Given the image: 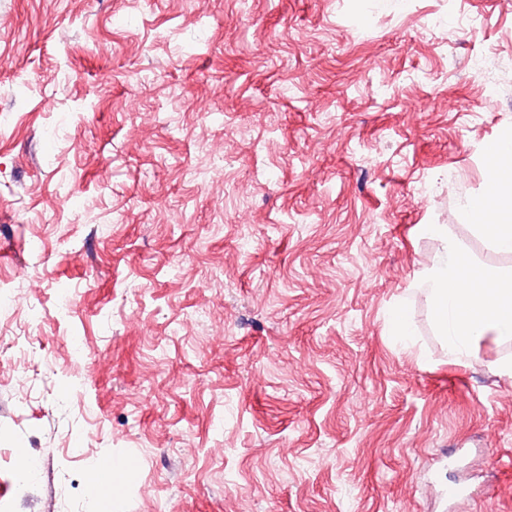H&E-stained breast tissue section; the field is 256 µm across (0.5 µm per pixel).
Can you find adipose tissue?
<instances>
[{
    "label": "adipose tissue",
    "mask_w": 512,
    "mask_h": 512,
    "mask_svg": "<svg viewBox=\"0 0 512 512\" xmlns=\"http://www.w3.org/2000/svg\"><path fill=\"white\" fill-rule=\"evenodd\" d=\"M490 155V177L501 183L502 193L493 205L474 201L470 212L488 247L512 255V138L499 140ZM428 231L441 242L429 261L427 285L449 361L473 358L483 339L512 340V275L469 266L447 225L432 224Z\"/></svg>",
    "instance_id": "adipose-tissue-1"
}]
</instances>
